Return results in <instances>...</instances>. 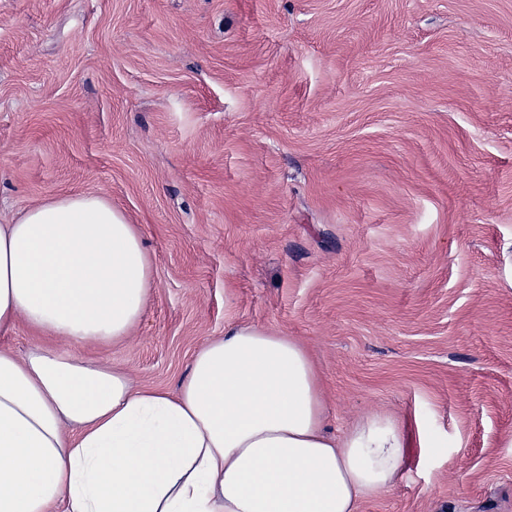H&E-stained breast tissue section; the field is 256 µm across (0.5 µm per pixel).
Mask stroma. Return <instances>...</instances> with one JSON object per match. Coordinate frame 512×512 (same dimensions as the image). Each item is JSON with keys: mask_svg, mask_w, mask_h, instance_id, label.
Instances as JSON below:
<instances>
[{"mask_svg": "<svg viewBox=\"0 0 512 512\" xmlns=\"http://www.w3.org/2000/svg\"><path fill=\"white\" fill-rule=\"evenodd\" d=\"M76 192L154 286L72 355L174 394L275 328L433 442L362 512H512V0H0V222Z\"/></svg>", "mask_w": 512, "mask_h": 512, "instance_id": "obj_1", "label": "stroma"}]
</instances>
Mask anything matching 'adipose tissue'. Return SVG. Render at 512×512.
<instances>
[{"label":"adipose tissue","instance_id":"ef3b65f1","mask_svg":"<svg viewBox=\"0 0 512 512\" xmlns=\"http://www.w3.org/2000/svg\"><path fill=\"white\" fill-rule=\"evenodd\" d=\"M153 286L138 225L104 196L34 204L0 224V512H361L402 472L403 425L369 413L338 434L299 339L230 323L178 394L69 354L129 336ZM38 340L24 323H18L8 333L0 334V347L10 348L22 354L28 351Z\"/></svg>","mask_w":512,"mask_h":512}]
</instances>
